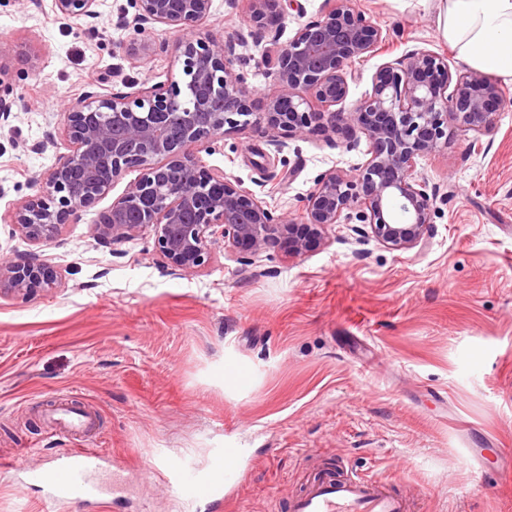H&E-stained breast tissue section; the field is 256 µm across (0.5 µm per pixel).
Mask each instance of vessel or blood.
I'll use <instances>...</instances> for the list:
<instances>
[{"label": "vessel or blood", "mask_w": 512, "mask_h": 512, "mask_svg": "<svg viewBox=\"0 0 512 512\" xmlns=\"http://www.w3.org/2000/svg\"><path fill=\"white\" fill-rule=\"evenodd\" d=\"M100 456L87 448H73L61 461L25 466L28 483L47 488L60 504H85L106 492L98 479ZM166 488L190 504L210 502L216 507L234 502L240 486L236 451L218 449L208 470L190 468L183 460L166 465ZM419 493L399 492L369 474L322 467L305 489L288 499L287 512H412Z\"/></svg>", "instance_id": "1"}]
</instances>
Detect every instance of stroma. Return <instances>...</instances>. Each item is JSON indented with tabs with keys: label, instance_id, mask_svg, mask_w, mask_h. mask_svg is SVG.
<instances>
[{
	"label": "stroma",
	"instance_id": "35a3bbf8",
	"mask_svg": "<svg viewBox=\"0 0 512 512\" xmlns=\"http://www.w3.org/2000/svg\"><path fill=\"white\" fill-rule=\"evenodd\" d=\"M52 0H0V92L15 98L0 125V255H34L62 284L0 298V460L40 461L61 448L126 456L122 492L84 505L50 501L0 467V512H216L165 492L161 457L207 467L212 449L239 448L240 494L231 512H281L322 461L397 477L423 493L421 512H512V79L510 106L488 142L455 132L417 169L437 193L424 247L358 248L337 237L301 257L273 248L247 263L223 242L194 273L166 268L151 237L104 245L93 235L102 198L49 243L24 238L13 203L66 150L59 134L82 92L125 91L179 77L175 32L121 27L133 0H99L95 19L53 12ZM385 45L355 65L349 102L377 67L424 48L466 64L437 28L439 0H354ZM200 30L244 36L240 69L256 95L272 90L250 39L247 0H213ZM148 45L146 55L131 48ZM43 151H34V144ZM368 142L340 135L289 140L276 152L252 132L199 154L215 175L263 198L274 215H299L317 180L355 171ZM251 383L224 387L226 362ZM96 419L70 437L49 419L59 405Z\"/></svg>",
	"mask_w": 512,
	"mask_h": 512
}]
</instances>
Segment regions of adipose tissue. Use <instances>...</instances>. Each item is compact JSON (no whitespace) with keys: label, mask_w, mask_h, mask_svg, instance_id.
I'll list each match as a JSON object with an SVG mask.
<instances>
[{"label":"adipose tissue","mask_w":512,"mask_h":512,"mask_svg":"<svg viewBox=\"0 0 512 512\" xmlns=\"http://www.w3.org/2000/svg\"><path fill=\"white\" fill-rule=\"evenodd\" d=\"M439 28L472 67L512 78V0H440Z\"/></svg>","instance_id":"adipose-tissue-1"}]
</instances>
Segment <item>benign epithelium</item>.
<instances>
[{"mask_svg": "<svg viewBox=\"0 0 512 512\" xmlns=\"http://www.w3.org/2000/svg\"><path fill=\"white\" fill-rule=\"evenodd\" d=\"M135 4V30L161 24L179 34L181 78L110 95L85 91L68 108L62 128L68 151L57 156L36 194L13 207L11 223L30 240L54 241L136 171L100 214L95 238L111 245L149 235L174 272L207 266L219 239L248 259L276 246L302 256L332 230L359 244L422 247L436 197L417 174L419 160L448 145L452 127L472 134L475 144L492 135L506 104L490 76L453 71L447 56L415 49L380 65L371 92L348 108V70L380 49L387 39L382 29L353 0H327V10L283 42L287 9L303 12L298 0H248L250 26L268 32L263 56L274 85L257 104L235 69L245 40L219 43L197 29L212 0ZM96 6L97 0H53L56 13L74 19L97 17ZM245 130L279 146L292 137L339 131L346 147L363 137L370 148L356 172L324 174L300 218L276 217L264 200L198 160L226 133ZM57 284L36 257L0 258V297L31 296Z\"/></svg>", "mask_w": 512, "mask_h": 512, "instance_id": "benign-epithelium-1", "label": "benign epithelium"}]
</instances>
